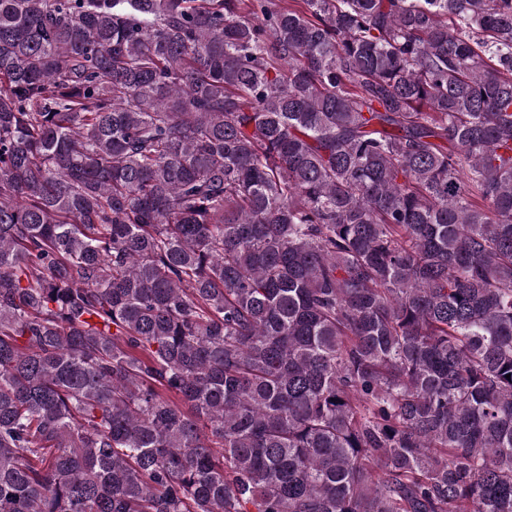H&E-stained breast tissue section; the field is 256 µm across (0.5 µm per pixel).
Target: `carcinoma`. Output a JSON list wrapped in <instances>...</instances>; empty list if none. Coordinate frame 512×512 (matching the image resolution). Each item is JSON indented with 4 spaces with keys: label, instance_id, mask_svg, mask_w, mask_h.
<instances>
[{
    "label": "carcinoma",
    "instance_id": "obj_1",
    "mask_svg": "<svg viewBox=\"0 0 512 512\" xmlns=\"http://www.w3.org/2000/svg\"><path fill=\"white\" fill-rule=\"evenodd\" d=\"M512 0H0V512H512Z\"/></svg>",
    "mask_w": 512,
    "mask_h": 512
}]
</instances>
